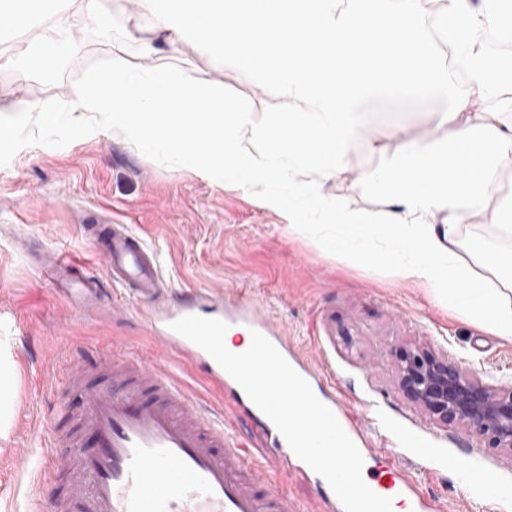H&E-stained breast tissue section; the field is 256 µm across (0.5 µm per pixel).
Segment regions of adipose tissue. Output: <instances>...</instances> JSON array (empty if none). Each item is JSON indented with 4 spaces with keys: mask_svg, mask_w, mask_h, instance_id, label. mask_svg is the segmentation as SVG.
Instances as JSON below:
<instances>
[{
    "mask_svg": "<svg viewBox=\"0 0 512 512\" xmlns=\"http://www.w3.org/2000/svg\"><path fill=\"white\" fill-rule=\"evenodd\" d=\"M70 2L0 0V44L41 24L40 44L65 40L74 27ZM149 2L160 29L195 36L212 57L264 76L271 91L308 102L311 111L284 113L261 131L259 159L243 147L252 131L249 112L167 68H133L117 58L89 73L72 103V111L98 116L74 126L76 135L120 129L134 147L214 183L265 192L291 227L323 219L332 228L321 240L326 253L391 266L402 280L432 290L485 332L512 342V277L491 285L456 250L467 211L491 200L501 236L512 240V190L499 183L501 167L512 161V125L498 112L474 111L462 94L440 116L447 139L401 138L376 178L391 203L384 220L321 192L344 173L357 105L367 94L442 87L435 43L418 26L421 0ZM437 22L484 99L512 104L503 95L512 88V54L490 55L472 38L489 23L511 43L512 0H444Z\"/></svg>",
    "mask_w": 512,
    "mask_h": 512,
    "instance_id": "1",
    "label": "adipose tissue"
}]
</instances>
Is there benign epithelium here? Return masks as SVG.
<instances>
[{"instance_id":"7a95c632","label":"benign epithelium","mask_w":512,"mask_h":512,"mask_svg":"<svg viewBox=\"0 0 512 512\" xmlns=\"http://www.w3.org/2000/svg\"><path fill=\"white\" fill-rule=\"evenodd\" d=\"M398 373L407 399L434 420L512 451V386L492 384L447 355L422 348L399 356Z\"/></svg>"}]
</instances>
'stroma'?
<instances>
[{"label": "stroma", "mask_w": 512, "mask_h": 512, "mask_svg": "<svg viewBox=\"0 0 512 512\" xmlns=\"http://www.w3.org/2000/svg\"><path fill=\"white\" fill-rule=\"evenodd\" d=\"M112 22L108 35L89 34L77 23L74 43L55 73L16 65L0 49V105L40 102L64 113L84 90L89 72L111 67L113 57L135 66H164L184 81L217 89L251 114L255 129L283 113L310 111L302 101L275 95L263 78L215 61L193 36L169 45L145 8L102 0ZM155 51L141 53L143 42ZM457 80L444 92L414 96L382 91L360 104L361 128L345 157L341 180L324 192L376 217L389 211L373 176L408 135L441 139L437 116L451 105ZM18 151L0 156V340L16 363L13 418L0 439V512H39L34 490L41 476L45 439L39 433L58 399L51 382L61 379L64 350L87 347L107 355L134 351L153 356L155 339L142 305L114 289L102 261L82 234L87 215L125 224L155 248L171 300L203 291L215 297L247 293L282 324L293 344L327 380L318 387L357 416V431L410 466L423 492L444 512H512V497L489 489H465L466 469H480L497 485L512 486V452L488 447L460 427H446L415 407L398 387L395 350L425 346L448 354L487 381L512 385V343L489 335L453 313L425 288L398 278L392 267L355 256L336 257L319 245L320 228L299 231L255 192L220 186L161 157L142 153L118 131L77 139L68 123L42 127L36 117L14 128ZM488 241L499 255L512 241L499 237L493 205L471 209L457 251L490 281L512 275L469 250L471 239ZM86 263L102 280L98 315L71 307L39 273L56 249ZM460 457L465 470L446 467Z\"/></svg>", "instance_id": "stroma-1"}]
</instances>
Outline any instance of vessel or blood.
<instances>
[{
    "label": "vessel or blood",
    "mask_w": 512,
    "mask_h": 512,
    "mask_svg": "<svg viewBox=\"0 0 512 512\" xmlns=\"http://www.w3.org/2000/svg\"><path fill=\"white\" fill-rule=\"evenodd\" d=\"M82 232L112 284L132 287L135 297L148 301L144 317L162 353L148 362L129 352L67 351L66 375L57 388L77 394L78 401L51 420V456L38 489L43 512H289L284 484L312 477V469L240 385L171 325L189 315L216 318L263 334L308 382L324 381V373L250 296L201 294L169 308L156 250L123 224L91 223ZM46 272L58 291L74 294L85 313L95 312L100 280L85 273L79 258L54 252ZM178 359L229 390L232 404L266 431L275 458L253 460L223 417L184 384L174 365ZM364 480L376 494L397 497L406 512H440L395 458Z\"/></svg>",
    "instance_id": "b4317fda"
}]
</instances>
